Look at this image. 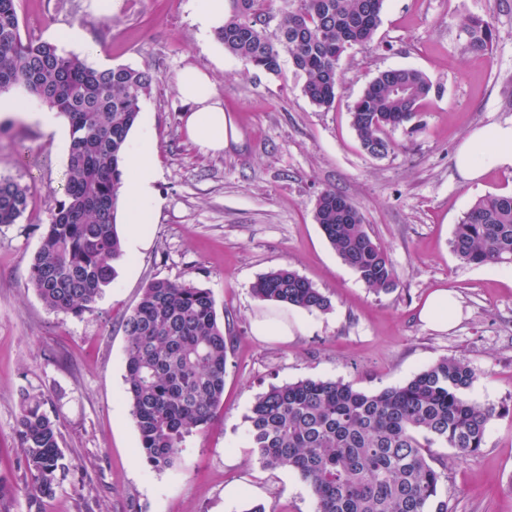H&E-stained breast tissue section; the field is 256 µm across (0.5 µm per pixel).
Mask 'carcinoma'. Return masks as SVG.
I'll return each mask as SVG.
<instances>
[{"mask_svg":"<svg viewBox=\"0 0 512 512\" xmlns=\"http://www.w3.org/2000/svg\"><path fill=\"white\" fill-rule=\"evenodd\" d=\"M385 0H231L217 33L224 50L247 68L277 75L283 62L304 78L310 103L329 109L339 87L344 53L370 44ZM276 28H270V19ZM466 48L487 51L496 41L491 21L464 23ZM147 70L98 69L47 41L22 38L18 0H0V93L23 90L69 122L65 200L56 207L30 262L29 282L49 309L92 311L115 278L123 255L116 209L123 185L127 138L152 89ZM420 70L389 69L368 83L350 109L363 150L382 158L397 148L389 133L421 127L432 93ZM28 189L0 178V225L27 208ZM314 220L340 259L371 290L394 288L387 252L366 231L360 211L324 190ZM451 247L474 265H512V195L477 200L456 224ZM253 295L268 303L326 312L331 300L286 266L260 275ZM125 398L136 424L139 453L154 470L174 467L185 436L204 429L224 399L230 337L217 319L209 290L155 279L123 321ZM476 373L443 357L401 386L366 392L349 383L302 379L260 393L246 416L248 447L263 467L297 471L309 484L314 512H449L440 496L441 472L432 448L462 456L482 448L493 408L468 396ZM40 394L19 392L16 434L28 479L15 487L0 478V512L23 494L29 512H43L69 471L57 420Z\"/></svg>","mask_w":512,"mask_h":512,"instance_id":"carcinoma-1","label":"carcinoma"}]
</instances>
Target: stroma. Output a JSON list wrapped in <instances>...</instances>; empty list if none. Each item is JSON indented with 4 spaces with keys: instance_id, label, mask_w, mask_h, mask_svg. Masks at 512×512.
<instances>
[{
    "instance_id": "stroma-1",
    "label": "stroma",
    "mask_w": 512,
    "mask_h": 512,
    "mask_svg": "<svg viewBox=\"0 0 512 512\" xmlns=\"http://www.w3.org/2000/svg\"><path fill=\"white\" fill-rule=\"evenodd\" d=\"M195 0H118L98 12L94 0H19L23 38L58 42L79 28L81 59L95 68L150 71L139 126L154 135L163 201L147 226L148 243L115 261L116 277L93 311L47 308L29 283L41 234L65 198L69 141L39 123L0 117V177L28 189L15 224L0 225V476L20 486L16 422L20 389L43 395L59 417L61 447L72 468L45 512H313L308 484L289 469L262 468L246 445V416L270 386L301 379L348 382L364 391L405 384L443 357L477 373L472 399L495 408L473 455L433 449L440 492L454 512H512V266L461 261L451 240L459 219L489 194L512 193V169L461 177L456 155L474 131L512 120V0H385L373 42L342 58L332 108L313 106L290 64L271 76L245 69L219 41L203 42ZM489 19L492 49L466 52L462 24ZM208 72L240 132L224 151L202 150L187 135L178 72ZM422 70L443 90L423 112L422 128L392 132L394 153L374 158L351 126L350 107L379 72ZM327 189L361 212L386 250L396 286L377 293L336 254L313 217ZM287 266L329 296L326 312L262 302L253 282ZM209 289L232 338L224 400L204 430L189 435L175 466L150 469L125 399L123 318L154 279ZM437 288L461 306L448 331L419 312ZM275 314L300 322L293 340L264 341L254 320ZM232 483L257 495L230 501Z\"/></svg>"
}]
</instances>
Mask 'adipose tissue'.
<instances>
[{
    "instance_id": "obj_1",
    "label": "adipose tissue",
    "mask_w": 512,
    "mask_h": 512,
    "mask_svg": "<svg viewBox=\"0 0 512 512\" xmlns=\"http://www.w3.org/2000/svg\"><path fill=\"white\" fill-rule=\"evenodd\" d=\"M180 97L188 109L184 116L188 136L202 149L223 151L237 141L238 131L231 116L216 99L209 75L194 67L185 68L177 77ZM156 147L149 130L140 131L127 151L122 193L127 203L126 240L129 253L145 243L143 224L149 223L161 201L154 187ZM460 174L468 180L478 178L491 166L512 168V121L474 131L463 142L458 155ZM458 300L445 288L434 290L420 311L428 327L445 331L453 327Z\"/></svg>"
}]
</instances>
